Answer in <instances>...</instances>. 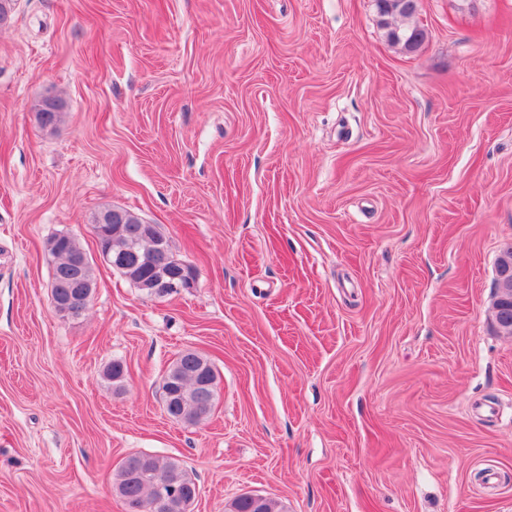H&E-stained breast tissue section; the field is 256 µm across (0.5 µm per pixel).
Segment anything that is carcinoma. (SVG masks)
Returning a JSON list of instances; mask_svg holds the SVG:
<instances>
[{
	"instance_id": "obj_1",
	"label": "carcinoma",
	"mask_w": 512,
	"mask_h": 512,
	"mask_svg": "<svg viewBox=\"0 0 512 512\" xmlns=\"http://www.w3.org/2000/svg\"><path fill=\"white\" fill-rule=\"evenodd\" d=\"M413 0H377L382 17L400 16L410 18L416 13ZM426 38L423 29L406 26L392 29L388 39L400 44L408 52L419 49ZM134 223L119 227L115 224L107 228L112 235V248L132 247L140 254V265L124 276L137 283L146 278L157 279L162 272L152 263V240L137 239L129 231L139 227L143 221L132 216ZM83 250L70 235H58L48 245V256L52 262V277L65 266L70 257ZM217 376L211 362L196 350L186 349L178 354L167 371L163 383V399L168 416L187 425H196L211 412L216 395ZM163 490L174 500L188 502L196 497V483L188 476L178 461L161 459L149 454H134L124 459L120 465L113 490L124 502L126 512L136 507L150 505L154 493ZM230 512H278L277 503L266 497L254 499L241 494L230 504Z\"/></svg>"
}]
</instances>
